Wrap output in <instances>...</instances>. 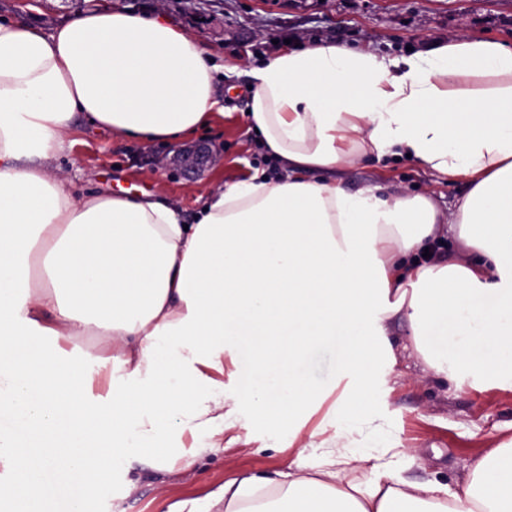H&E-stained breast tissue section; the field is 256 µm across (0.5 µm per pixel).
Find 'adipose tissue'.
Instances as JSON below:
<instances>
[{
  "label": "adipose tissue",
  "instance_id": "1",
  "mask_svg": "<svg viewBox=\"0 0 512 512\" xmlns=\"http://www.w3.org/2000/svg\"><path fill=\"white\" fill-rule=\"evenodd\" d=\"M224 70L162 15L92 9L47 34L0 20V496L13 512L108 483L114 455L148 454L174 421L212 438L299 422L341 378L346 418H362L394 318L435 374L512 384V46L284 47L250 70L247 119L286 176L220 187L189 223L161 197L86 194L52 172L78 118L178 143L219 109ZM463 70L478 88L449 89ZM407 155L466 180L452 214L332 179ZM443 223L467 258L423 260ZM90 332L98 396L65 347ZM228 357L246 370L230 395L212 377ZM405 459L338 435L308 471L226 483L224 512H512V443L471 464L461 496L405 477ZM365 466L370 479L352 480Z\"/></svg>",
  "mask_w": 512,
  "mask_h": 512
}]
</instances>
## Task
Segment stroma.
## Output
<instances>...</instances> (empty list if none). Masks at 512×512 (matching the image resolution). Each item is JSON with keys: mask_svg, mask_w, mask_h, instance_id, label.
<instances>
[{"mask_svg": "<svg viewBox=\"0 0 512 512\" xmlns=\"http://www.w3.org/2000/svg\"><path fill=\"white\" fill-rule=\"evenodd\" d=\"M162 14L209 48L237 74L218 79L224 112L180 146L132 141L87 124L72 133L73 148L59 163L76 187L111 195L129 191L162 197L193 213L218 186L262 168L270 181L282 171L266 161L260 136L247 123V73L275 52L276 42L302 46L333 41L380 55H402L431 43L470 36L512 44V0H0V17L42 32L100 7ZM216 154L217 163L199 174L181 173L172 162L176 148ZM345 190L377 189L426 194L443 212L468 191L416 161L354 160L336 176ZM392 354L382 357L369 400L371 415L349 421L332 401L309 413L300 431L253 421L225 431L200 454L160 467L154 456L112 459V480L78 492L90 512H213L225 483L245 474L294 472L315 465L325 440L344 431L352 448L374 455L406 448L415 462L409 478L440 481L451 491L466 486L472 462L512 441V386L455 387L429 370L413 349L407 324L386 322Z\"/></svg>", "mask_w": 512, "mask_h": 512, "instance_id": "35a3bbf8", "label": "stroma"}]
</instances>
